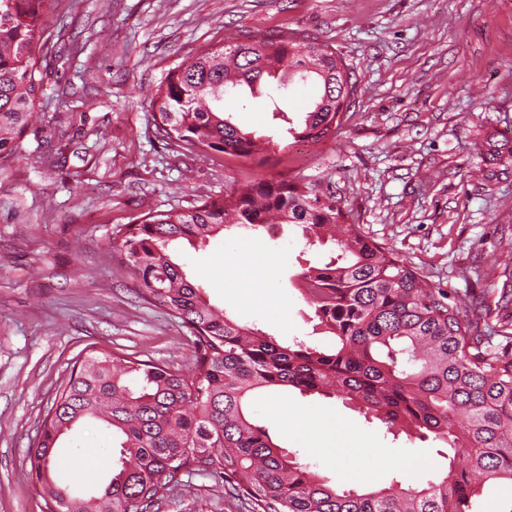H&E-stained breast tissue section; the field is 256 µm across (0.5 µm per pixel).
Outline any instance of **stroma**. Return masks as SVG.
Here are the masks:
<instances>
[{
  "label": "stroma",
  "instance_id": "35a3bbf8",
  "mask_svg": "<svg viewBox=\"0 0 512 512\" xmlns=\"http://www.w3.org/2000/svg\"><path fill=\"white\" fill-rule=\"evenodd\" d=\"M67 45L41 64V123L0 157V512H51L27 475V450L74 362L132 355L188 368L192 336L167 309L136 295L111 257L129 226L183 210L245 178H290L334 195L349 222L394 249L474 321H512L497 306L512 284V0H77L51 15ZM332 46L357 85L340 127L306 155L287 130L315 94L294 82L287 113L263 94L225 97L240 126L279 148L263 162L201 160L158 130L150 100L167 75L205 48L280 29ZM505 143L497 179L482 176L477 140ZM63 145L61 166L42 151ZM170 252L209 302L280 342L330 348L293 279L336 256L300 229H231ZM494 267L489 280L474 267ZM253 420L274 442L342 489H420L448 466L442 445L389 433L337 398L261 390ZM56 481L84 494L112 474V432L65 435ZM151 512H245L223 485L185 474Z\"/></svg>",
  "mask_w": 512,
  "mask_h": 512
}]
</instances>
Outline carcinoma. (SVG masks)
<instances>
[{"mask_svg":"<svg viewBox=\"0 0 512 512\" xmlns=\"http://www.w3.org/2000/svg\"><path fill=\"white\" fill-rule=\"evenodd\" d=\"M58 0H0V157L14 154L38 115L39 63L55 43L43 37ZM278 88L299 78L316 86L303 119L288 129L318 144L340 125L356 92L327 44L288 30L266 39L212 47L181 63L151 98L167 137L203 153L253 159L263 147L224 113V97L261 88L282 66ZM486 177L497 176L503 147L477 141ZM294 224L302 236L334 241L336 258L303 267L296 283L318 324L336 338L320 351L281 344L211 306L168 253L169 243H204L236 226ZM112 257L136 281L139 297L181 320L193 337L186 370L125 355L76 360L29 448L31 480L55 512H145L169 496L180 475L221 480L248 512H470L490 479L512 481V352L472 321L441 288L345 222L332 195L287 179L257 178L190 210H170L129 227ZM292 388L336 397L391 432L433 436L448 445V469L421 489L339 490L276 445L248 411L250 394ZM87 421L112 429V477L84 498L57 484L64 434Z\"/></svg>","mask_w":512,"mask_h":512,"instance_id":"obj_1","label":"carcinoma"}]
</instances>
